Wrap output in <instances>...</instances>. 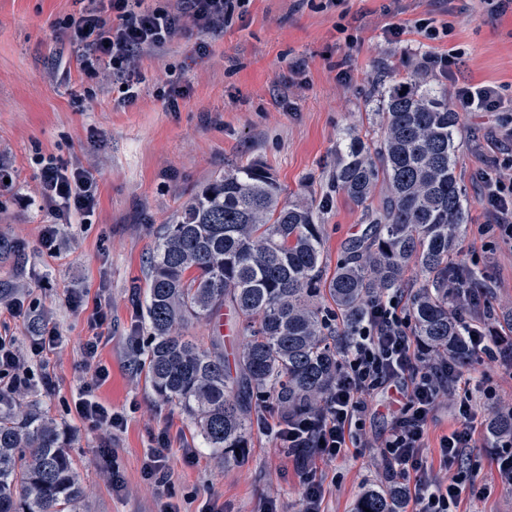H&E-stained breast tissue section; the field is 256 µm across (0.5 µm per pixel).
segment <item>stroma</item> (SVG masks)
<instances>
[{"label": "stroma", "instance_id": "stroma-1", "mask_svg": "<svg viewBox=\"0 0 512 512\" xmlns=\"http://www.w3.org/2000/svg\"><path fill=\"white\" fill-rule=\"evenodd\" d=\"M81 7L80 0H0V164L15 174L12 189L0 190V296L18 300L23 311L19 318L0 315V336L15 337L23 351L46 328L63 338L48 364L31 363L34 373L53 375L54 393L34 388L27 397L71 437L84 490L78 512H159L143 463L161 432L171 440L170 493L181 512H200L208 502L223 512H258L269 499L279 512H300V475L270 437L253 431L242 454L217 463L180 406L146 382L142 310L157 232L224 170L259 161L284 197L307 199L320 211L328 260L342 259L367 221L363 207L329 178L337 145L347 134L366 133L399 73L420 72L443 90L456 81L494 85L512 99V2L248 0L242 19L219 33L193 30L141 53V93L130 106L121 103L111 73L91 77L81 69L82 48L54 27ZM422 20L438 36L420 30ZM396 25L406 34L394 36ZM446 53L457 58L448 78L427 64ZM169 86L185 91L175 111L157 95ZM501 126L512 127V110L463 113L457 172L469 200L458 258L496 282L491 304L503 319L512 316V247L483 233L478 192L480 157L494 151L486 132ZM39 154L90 169L98 185L93 214L87 223L62 226L54 254L40 245L51 214L35 199ZM82 293L98 299L112 321L98 349L109 377L95 391L101 403L126 414L112 439L70 411L76 363L92 330L88 312L66 299ZM385 427L382 416H367V447L319 463L326 512H354L361 490L381 483L370 443ZM108 439L125 483L119 494L99 466ZM189 448L197 451L191 460Z\"/></svg>", "mask_w": 512, "mask_h": 512}]
</instances>
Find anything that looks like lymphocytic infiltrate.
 <instances>
[{
  "instance_id": "lymphocytic-infiltrate-1",
  "label": "lymphocytic infiltrate",
  "mask_w": 512,
  "mask_h": 512,
  "mask_svg": "<svg viewBox=\"0 0 512 512\" xmlns=\"http://www.w3.org/2000/svg\"><path fill=\"white\" fill-rule=\"evenodd\" d=\"M245 0H98V8L70 14L56 23L57 29L74 45L83 47L81 68L91 76L107 68L122 84L123 104H134L141 76L137 56L163 48L186 28L213 33L231 23L235 10ZM452 105L459 112H497L504 99L496 86L458 83L453 87ZM498 153L488 163L496 175H482L479 193L486 203L487 229L512 245V129L490 131ZM37 166L38 194L54 218L44 225L40 244L47 252L58 248V219L73 214L89 215L96 205L97 181L85 168L67 167L54 158L40 156ZM491 283L457 281L451 288L456 307L468 314L472 355L483 354L512 368V338L489 330ZM398 291L371 303L365 321L341 350L336 384L323 407L313 413L263 424L264 433L274 434L285 445L304 482L302 512H325V488L316 476V463L346 456L360 447L364 416L382 398L387 409V429L378 438L379 461L385 478L397 481L405 502L414 512H459L464 499L484 497L491 485L476 475H464L465 462L477 446L483 428L478 418V400L472 390L461 389L466 364L448 358L429 359L418 346L405 298ZM60 344L56 331L33 338L28 351H19L15 339L0 336V395L10 396L41 387L52 393L56 382L50 372L34 375L31 359L47 361ZM99 338L94 335L82 345L80 381L73 411L92 428L112 433L122 430L124 413L102 404L95 386L109 376L97 358ZM456 396L457 427L439 442V470L428 468L423 456L429 418L441 396ZM448 471L441 479L440 471Z\"/></svg>"
}]
</instances>
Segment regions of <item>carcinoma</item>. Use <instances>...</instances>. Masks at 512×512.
<instances>
[{
    "instance_id": "obj_1",
    "label": "carcinoma",
    "mask_w": 512,
    "mask_h": 512,
    "mask_svg": "<svg viewBox=\"0 0 512 512\" xmlns=\"http://www.w3.org/2000/svg\"><path fill=\"white\" fill-rule=\"evenodd\" d=\"M373 122L376 138L350 134L336 149L332 183L365 208L368 228L332 270L320 215L301 199H281L257 162L217 176L161 227L145 300L146 380L194 420L220 462L244 450L261 421L251 398L292 414L323 406L336 381V335L361 325L370 300L404 287L412 264L423 277L408 308L419 343L436 356L470 357L448 295L460 274L483 276L456 262L468 220L457 174L461 115L447 94L414 78L385 91ZM225 309L246 334L234 373L223 339L202 348L185 334L191 321ZM487 434L512 438V411L491 418ZM69 448L36 404L0 399V512H77L83 491ZM402 507L397 486L370 487L355 512Z\"/></svg>"
}]
</instances>
